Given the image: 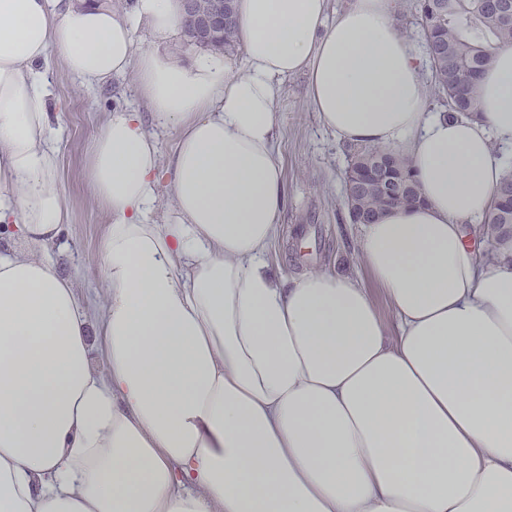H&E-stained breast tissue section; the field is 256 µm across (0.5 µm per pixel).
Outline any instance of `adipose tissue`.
Listing matches in <instances>:
<instances>
[{"mask_svg":"<svg viewBox=\"0 0 512 512\" xmlns=\"http://www.w3.org/2000/svg\"><path fill=\"white\" fill-rule=\"evenodd\" d=\"M245 71L135 53L180 0H0V512H512V242L475 245L511 159L512 46L479 114L428 108L396 0H235ZM64 68L133 75L91 186L111 222L82 303L49 251L70 220L48 98ZM341 142L406 158L424 202L362 227L390 302L334 265L267 262L285 79ZM178 141L160 163L158 130ZM169 218L153 222L161 181Z\"/></svg>","mask_w":512,"mask_h":512,"instance_id":"obj_1","label":"adipose tissue"}]
</instances>
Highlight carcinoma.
<instances>
[{
	"label": "carcinoma",
	"instance_id": "1",
	"mask_svg": "<svg viewBox=\"0 0 512 512\" xmlns=\"http://www.w3.org/2000/svg\"><path fill=\"white\" fill-rule=\"evenodd\" d=\"M425 37L431 81L438 103L450 118H473L475 89L492 64V50L512 44V0H414ZM238 46L232 12L224 32L210 44L231 53ZM345 171L344 206L354 224H371L383 212L422 202L419 182L400 155L369 147L351 149ZM512 229V173L498 186L482 230L492 244Z\"/></svg>",
	"mask_w": 512,
	"mask_h": 512
}]
</instances>
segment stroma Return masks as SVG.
<instances>
[{"label":"stroma","instance_id":"35a3bbf8","mask_svg":"<svg viewBox=\"0 0 512 512\" xmlns=\"http://www.w3.org/2000/svg\"><path fill=\"white\" fill-rule=\"evenodd\" d=\"M53 83L51 105L58 130L59 179L71 220L52 256L76 281L81 297H93L103 286L99 276L103 261L101 239L103 226L110 223L111 216L92 196V138L109 112H143L147 105L130 75L112 80L107 87L92 89L60 68ZM307 93L305 77L289 78L275 104L279 115L276 146L285 185L279 222L287 243H301L304 254L289 265L283 263L281 250L276 247L269 259L284 276L297 266L313 269L335 264L337 272L357 275L380 316L390 319L388 301L358 254L361 227L350 223L343 206L347 147L324 132L308 104Z\"/></svg>","mask_w":512,"mask_h":512}]
</instances>
